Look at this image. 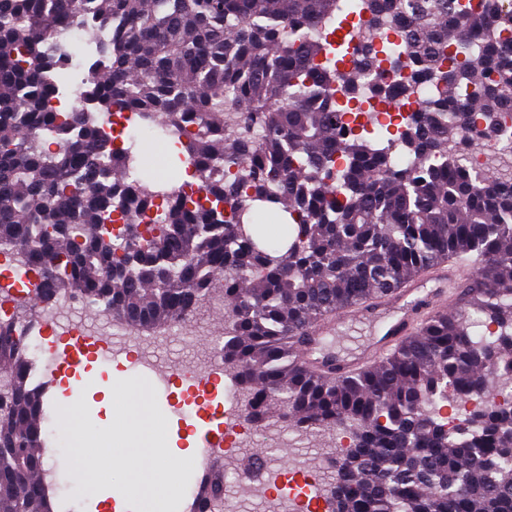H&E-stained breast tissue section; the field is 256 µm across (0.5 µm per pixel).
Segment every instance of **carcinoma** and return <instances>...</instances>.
<instances>
[{
	"mask_svg": "<svg viewBox=\"0 0 512 512\" xmlns=\"http://www.w3.org/2000/svg\"><path fill=\"white\" fill-rule=\"evenodd\" d=\"M337 0H0V257L31 273L21 313L0 319V512H54L44 487V393L30 382L25 330L69 292L149 332L182 324L220 292L224 364L238 370L256 425L351 422L332 512H512V411L485 406L452 434L432 409L490 378L512 379V175L475 173L448 156L472 117L492 140L512 110V9L504 0H354L358 38H336ZM334 26L313 37L308 27ZM496 27L478 61L457 44ZM95 52L80 97L160 127L202 197L136 220L166 197L122 177L147 162L134 146L61 116L71 81L66 31ZM386 59L412 77L445 63L438 98L406 117L395 170L362 132L340 143L341 91ZM480 85L467 105L462 85ZM198 132L183 139L185 124ZM265 136L256 140L251 125ZM225 179L212 180V164ZM476 254L465 308L427 319L389 356L347 380L302 369L289 339L341 309L371 303L415 273ZM494 326L469 331L475 318ZM224 471L200 483L201 512Z\"/></svg>",
	"mask_w": 512,
	"mask_h": 512,
	"instance_id": "cac0c4a2",
	"label": "carcinoma"
}]
</instances>
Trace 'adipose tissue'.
<instances>
[{"label": "adipose tissue", "mask_w": 512, "mask_h": 512, "mask_svg": "<svg viewBox=\"0 0 512 512\" xmlns=\"http://www.w3.org/2000/svg\"><path fill=\"white\" fill-rule=\"evenodd\" d=\"M105 400L112 417L108 438L88 446L71 417L59 424L71 434L78 454L96 459L92 482L103 489L104 512H110L113 501L128 498L137 502L139 512H157L160 495L179 492L195 453L162 443L146 384L118 380L106 390Z\"/></svg>", "instance_id": "adipose-tissue-1"}]
</instances>
